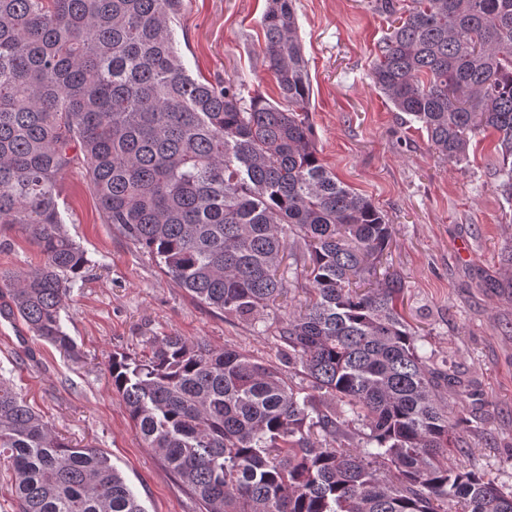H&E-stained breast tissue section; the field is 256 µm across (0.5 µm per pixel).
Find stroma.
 Instances as JSON below:
<instances>
[{
    "label": "stroma",
    "mask_w": 512,
    "mask_h": 512,
    "mask_svg": "<svg viewBox=\"0 0 512 512\" xmlns=\"http://www.w3.org/2000/svg\"><path fill=\"white\" fill-rule=\"evenodd\" d=\"M375 0H295L313 95L307 120L321 161L368 198L392 226L387 265L404 280L398 309L423 338L434 367L460 384L442 397L466 454L448 463L512 487V198L492 164L491 137L472 138L460 163L442 161L425 132L373 84L371 67L390 20ZM266 0H183L173 28L198 81L232 80L243 97L278 102L260 25ZM68 234L89 264L62 314L80 358L37 341L21 319L0 315V380L12 385L72 446L105 451L145 512H200L199 503L146 448L108 372L112 353L142 354L155 336L203 339L270 362L294 384L300 367L283 356L280 331L307 297L288 278L287 297L261 323L198 303L105 223L82 161L58 183ZM468 253H461V245ZM42 257L18 225L0 224V271Z\"/></svg>",
    "instance_id": "obj_1"
}]
</instances>
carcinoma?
I'll return each instance as SVG.
<instances>
[{
  "instance_id": "carcinoma-1",
  "label": "carcinoma",
  "mask_w": 512,
  "mask_h": 512,
  "mask_svg": "<svg viewBox=\"0 0 512 512\" xmlns=\"http://www.w3.org/2000/svg\"><path fill=\"white\" fill-rule=\"evenodd\" d=\"M182 0H0V224L43 257L0 276L9 311L78 356L62 312L88 259L66 232L57 182L78 150L105 223L199 303L254 318L278 305L287 240L311 288L270 363L202 340L156 336L114 354L112 388L147 447L202 512H512V490L448 467L454 417L397 311L396 273L377 275L392 225L318 157L312 84L293 0H270L263 58L284 104L245 101L187 72L171 23ZM393 18L374 85L460 162L496 135L512 193V0H375ZM362 428L364 444L341 440ZM0 463L21 512H144L99 448H76L0 382Z\"/></svg>"
}]
</instances>
